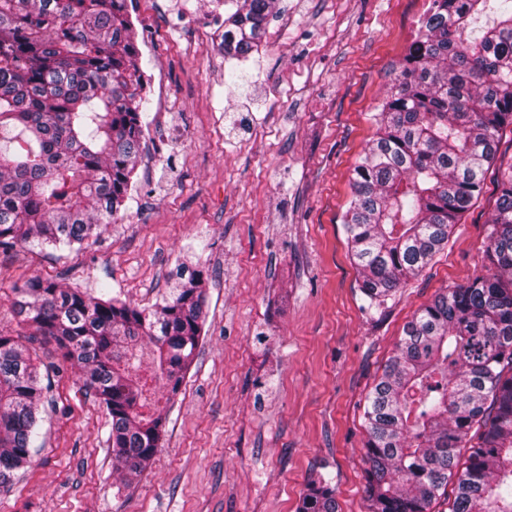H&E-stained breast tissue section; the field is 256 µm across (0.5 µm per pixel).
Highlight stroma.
Masks as SVG:
<instances>
[{"instance_id":"35a3bbf8","label":"stroma","mask_w":512,"mask_h":512,"mask_svg":"<svg viewBox=\"0 0 512 512\" xmlns=\"http://www.w3.org/2000/svg\"><path fill=\"white\" fill-rule=\"evenodd\" d=\"M431 0H277L273 46L219 47L214 0H130L149 81L136 189L79 251L0 252V334L23 335L16 288L38 276L152 306L171 271L205 268V323L150 466L112 470L110 415L54 341L30 465L0 512H297L331 480L370 512L366 397L404 325L484 274L495 175L445 248L367 308L346 243L351 177Z\"/></svg>"}]
</instances>
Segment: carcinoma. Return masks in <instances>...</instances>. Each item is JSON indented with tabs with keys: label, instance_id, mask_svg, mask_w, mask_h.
<instances>
[{
	"label": "carcinoma",
	"instance_id": "cac0c4a2",
	"mask_svg": "<svg viewBox=\"0 0 512 512\" xmlns=\"http://www.w3.org/2000/svg\"><path fill=\"white\" fill-rule=\"evenodd\" d=\"M276 0H237L220 46L259 49ZM146 84L127 0H0V248L83 246L135 187ZM343 216L368 307L448 244L512 127V0H433L372 116ZM489 273L437 293L403 328L367 396L371 512H512V171L486 229ZM207 273L178 270L151 308L102 288L32 278L18 315L83 367L111 416L112 463L130 480L159 448L198 346ZM41 363L0 334V487L32 460ZM469 448L466 460L461 449ZM299 512H338L312 483Z\"/></svg>",
	"mask_w": 512,
	"mask_h": 512
}]
</instances>
